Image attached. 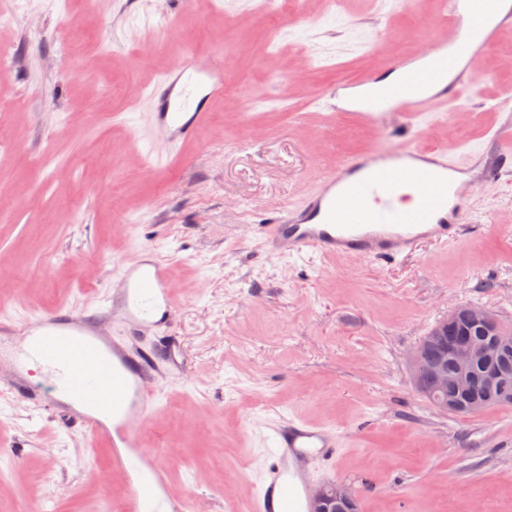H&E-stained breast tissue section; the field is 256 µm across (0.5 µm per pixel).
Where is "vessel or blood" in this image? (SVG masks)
I'll list each match as a JSON object with an SVG mask.
<instances>
[{"label":"vessel or blood","mask_w":512,"mask_h":512,"mask_svg":"<svg viewBox=\"0 0 512 512\" xmlns=\"http://www.w3.org/2000/svg\"><path fill=\"white\" fill-rule=\"evenodd\" d=\"M512 25V11L495 22L486 21L479 0H447L439 19L443 34L425 54L388 61L389 73L401 84L384 98L367 96L375 79L365 75L349 83L347 106L373 120L383 112L401 113L416 121L429 112L454 109L477 95L468 75L476 56L492 47L502 27ZM227 71L222 56L188 51L144 89L153 106L154 123L171 143L196 138L213 102L224 96ZM458 166L447 148L411 141L386 150L374 149L341 162L321 189L300 206L277 212L264 231L268 250L276 255L311 252L321 256H357L397 260L423 242L457 240L469 213L453 188ZM420 188L410 208L394 206L402 182ZM168 263L154 257L148 268L132 263L120 269L122 298L138 291L154 301L171 303ZM131 320L140 310L131 305ZM37 348L54 365L59 382L52 393L28 382L22 373L0 381L23 400L51 395L53 409L63 411L71 426L91 437H103L112 449V466L129 480L126 512H143L146 500L166 491L164 468L149 463L135 418L155 401L151 387L159 346L137 344L121 349L98 336L91 320L54 311L32 320ZM334 431L296 417L280 418L272 428L271 463L260 482L254 512H307L311 492L310 463L334 457Z\"/></svg>","instance_id":"b4317fda"}]
</instances>
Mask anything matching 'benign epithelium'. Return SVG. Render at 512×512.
<instances>
[{
  "mask_svg": "<svg viewBox=\"0 0 512 512\" xmlns=\"http://www.w3.org/2000/svg\"><path fill=\"white\" fill-rule=\"evenodd\" d=\"M460 318L472 324L486 326L495 320V314L484 307L457 305L432 330L429 339L418 344L408 355L415 387L440 409L448 406V386L461 388L468 385L476 365L501 359L512 350V336H498L490 343L459 339L451 345L448 344V330L452 329ZM433 345L451 354L453 375H448V368L443 362H433L429 359L428 352ZM483 384L489 393H505L506 379L499 370H488ZM338 504L344 505L346 512H357L353 489L343 483L323 485L311 494L309 512H336Z\"/></svg>",
  "mask_w": 512,
  "mask_h": 512,
  "instance_id": "obj_1",
  "label": "benign epithelium"
}]
</instances>
